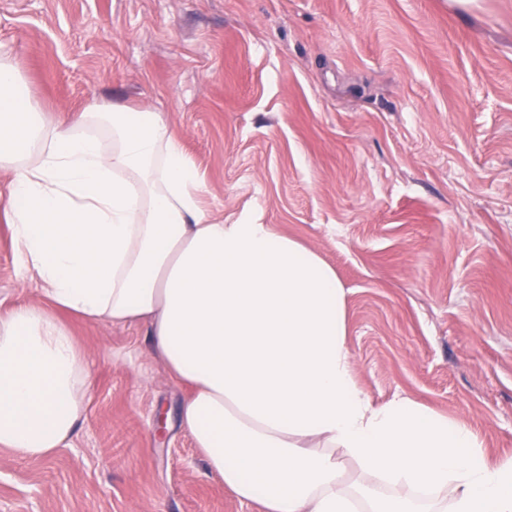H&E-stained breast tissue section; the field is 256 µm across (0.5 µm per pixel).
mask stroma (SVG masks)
Here are the masks:
<instances>
[{"label": "stroma", "instance_id": "1", "mask_svg": "<svg viewBox=\"0 0 512 512\" xmlns=\"http://www.w3.org/2000/svg\"><path fill=\"white\" fill-rule=\"evenodd\" d=\"M46 119L160 113L202 206L318 253L373 403L512 457V0H0ZM0 218V316L43 303ZM90 367L70 447L0 448V512H260L206 468L141 325L59 312Z\"/></svg>", "mask_w": 512, "mask_h": 512}]
</instances>
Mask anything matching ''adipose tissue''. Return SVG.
<instances>
[{
	"instance_id": "ef3b65f1",
	"label": "adipose tissue",
	"mask_w": 512,
	"mask_h": 512,
	"mask_svg": "<svg viewBox=\"0 0 512 512\" xmlns=\"http://www.w3.org/2000/svg\"><path fill=\"white\" fill-rule=\"evenodd\" d=\"M0 172V214L50 302L0 316L1 448L49 457L83 418L88 361L63 310L146 326L209 472L263 512H512V458L413 399L373 405L333 267L274 225L212 219L158 113L45 120L1 51Z\"/></svg>"
}]
</instances>
